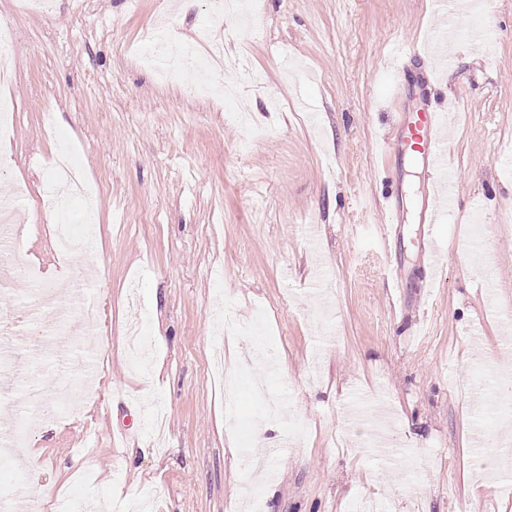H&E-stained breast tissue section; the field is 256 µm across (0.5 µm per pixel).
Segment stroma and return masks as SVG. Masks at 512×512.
<instances>
[{"label":"stroma","instance_id":"35a3bbf8","mask_svg":"<svg viewBox=\"0 0 512 512\" xmlns=\"http://www.w3.org/2000/svg\"><path fill=\"white\" fill-rule=\"evenodd\" d=\"M487 30L462 41L437 76L457 115L445 131L459 178L455 209L432 230L448 267L418 257L419 164L397 148L412 103L394 83L415 73L406 51L433 50L447 20ZM181 42L208 30L232 72L226 93L159 82L143 64L147 30ZM13 26V127L0 199L25 195L19 244L0 269L39 271L60 296L103 268L98 331L78 314L32 331L29 280L0 292L10 313L12 380L0 425L36 385L50 413L28 426L39 470L0 491L59 494L112 512H353L364 497L389 512H512L491 492L503 463L473 464L472 409L494 427L512 395V0L482 15L457 0H262L250 29L211 21L207 0H50ZM69 150L95 187L97 249L60 259L52 226L81 230L85 207L58 213L49 160ZM405 286L391 287L389 267ZM111 340L109 347L99 337ZM224 369L259 355L228 423ZM271 442L244 487L254 427Z\"/></svg>","mask_w":512,"mask_h":512}]
</instances>
